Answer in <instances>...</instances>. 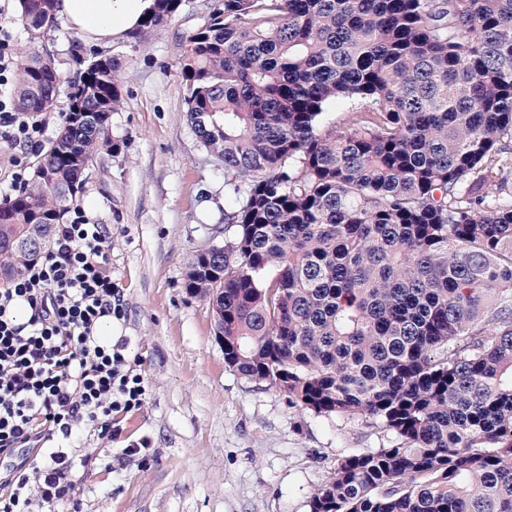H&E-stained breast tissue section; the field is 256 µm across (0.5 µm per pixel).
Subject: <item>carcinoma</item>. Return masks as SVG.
I'll return each instance as SVG.
<instances>
[{"instance_id":"cac0c4a2","label":"carcinoma","mask_w":512,"mask_h":512,"mask_svg":"<svg viewBox=\"0 0 512 512\" xmlns=\"http://www.w3.org/2000/svg\"><path fill=\"white\" fill-rule=\"evenodd\" d=\"M19 7L32 40L56 23L57 0ZM187 41L188 118L229 207L186 288L225 365L396 436L339 459L310 512H512V0H216ZM95 60L0 204V281L109 145L118 64ZM64 81L21 53L15 106L51 110Z\"/></svg>"}]
</instances>
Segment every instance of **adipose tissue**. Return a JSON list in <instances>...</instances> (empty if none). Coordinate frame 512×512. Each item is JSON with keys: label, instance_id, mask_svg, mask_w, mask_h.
I'll return each instance as SVG.
<instances>
[{"label": "adipose tissue", "instance_id": "adipose-tissue-1", "mask_svg": "<svg viewBox=\"0 0 512 512\" xmlns=\"http://www.w3.org/2000/svg\"><path fill=\"white\" fill-rule=\"evenodd\" d=\"M154 0H58V12L89 41L108 43L135 30Z\"/></svg>", "mask_w": 512, "mask_h": 512}]
</instances>
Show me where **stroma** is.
Returning a JSON list of instances; mask_svg holds the SVG:
<instances>
[{"label": "stroma", "instance_id": "35a3bbf8", "mask_svg": "<svg viewBox=\"0 0 512 512\" xmlns=\"http://www.w3.org/2000/svg\"><path fill=\"white\" fill-rule=\"evenodd\" d=\"M214 3L183 0L162 27L94 44L63 20L29 42L18 0H0L14 48L50 56L69 79L93 51L120 63L112 147L90 164L73 203L93 196L89 221L110 231L112 281L125 303L112 334L127 338L147 393L118 433L97 441V460L77 467L83 512H309L338 459L395 440L291 407L226 367L211 307L185 287L194 256L223 243L228 206L224 166L187 120L180 66ZM141 441L144 455H129Z\"/></svg>", "mask_w": 512, "mask_h": 512}]
</instances>
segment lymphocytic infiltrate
I'll use <instances>...</instances> for the list:
<instances>
[{
    "instance_id": "lymphocytic-infiltrate-1",
    "label": "lymphocytic infiltrate",
    "mask_w": 512,
    "mask_h": 512,
    "mask_svg": "<svg viewBox=\"0 0 512 512\" xmlns=\"http://www.w3.org/2000/svg\"><path fill=\"white\" fill-rule=\"evenodd\" d=\"M48 123L0 96V139L37 147ZM106 225L83 210L56 227L53 247L0 289V512H81L73 449L85 436L104 439L117 416L139 410L145 387L127 341L107 343L103 318L123 319L112 284ZM25 300L30 316L15 323L12 305Z\"/></svg>"
}]
</instances>
